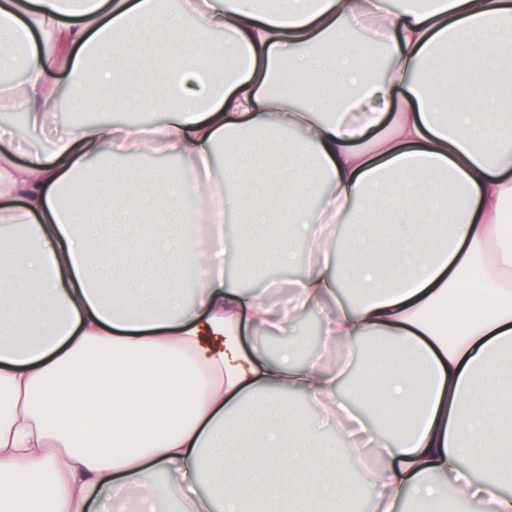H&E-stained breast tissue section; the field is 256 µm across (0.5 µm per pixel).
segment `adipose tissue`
Returning a JSON list of instances; mask_svg holds the SVG:
<instances>
[{
  "mask_svg": "<svg viewBox=\"0 0 512 512\" xmlns=\"http://www.w3.org/2000/svg\"><path fill=\"white\" fill-rule=\"evenodd\" d=\"M452 48L498 61L456 112L437 64ZM287 56L307 84L281 95ZM17 61L0 93L26 130L0 126V512H351L364 494L442 512L447 482L454 512H512V0H0V66ZM119 65L124 106L163 121L59 128L61 90ZM152 155L174 171L123 165ZM388 180L397 233L370 227ZM78 186L112 215L93 244L61 203ZM298 245L285 301L224 277ZM304 313L324 355L272 353L263 336ZM366 336L389 353L345 386ZM295 394L335 448L312 455Z\"/></svg>",
  "mask_w": 512,
  "mask_h": 512,
  "instance_id": "obj_1",
  "label": "adipose tissue"
}]
</instances>
